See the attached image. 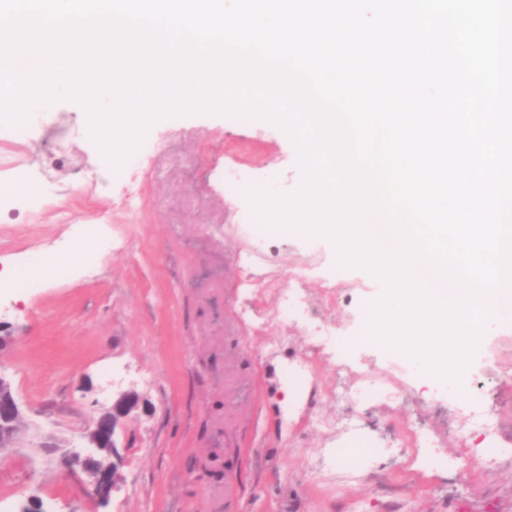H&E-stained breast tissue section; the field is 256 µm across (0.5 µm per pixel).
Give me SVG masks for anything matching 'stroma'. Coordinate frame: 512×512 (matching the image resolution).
Segmentation results:
<instances>
[{"label":"stroma","mask_w":512,"mask_h":512,"mask_svg":"<svg viewBox=\"0 0 512 512\" xmlns=\"http://www.w3.org/2000/svg\"><path fill=\"white\" fill-rule=\"evenodd\" d=\"M25 130L0 134V183L23 171L34 185L0 192V261L23 264L80 233L109 250L40 286L0 288V374L28 425L21 447L0 454L12 512L50 499L58 512H512V327L486 337L464 396L433 395L407 357L366 342L379 281L340 266L325 239L256 238L240 220L245 193L224 185L227 169L249 167L297 189V149L279 126L167 117L139 165L118 173L75 101L56 100L50 120ZM130 181L146 204L137 216L121 204ZM290 289L329 339L306 320H274ZM367 384L368 399L336 397ZM291 387L303 391L295 413ZM127 392L137 404L116 432L107 495L35 451L50 435L79 446ZM475 404L497 421L495 440L468 424ZM414 429L431 447L409 446ZM393 441L401 453L388 452ZM352 446L367 452L349 457ZM490 446L480 472L449 468Z\"/></svg>","instance_id":"1"}]
</instances>
